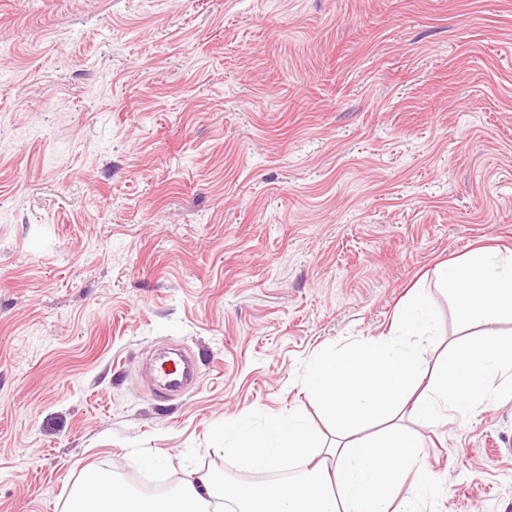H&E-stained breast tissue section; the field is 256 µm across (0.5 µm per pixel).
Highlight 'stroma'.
Returning <instances> with one entry per match:
<instances>
[{
  "label": "stroma",
  "mask_w": 512,
  "mask_h": 512,
  "mask_svg": "<svg viewBox=\"0 0 512 512\" xmlns=\"http://www.w3.org/2000/svg\"><path fill=\"white\" fill-rule=\"evenodd\" d=\"M512 253V0H0V512L87 471L251 468L214 429L296 412L433 270ZM180 344L200 381L155 397ZM512 397L424 432L426 512H512Z\"/></svg>",
  "instance_id": "35a3bbf8"
}]
</instances>
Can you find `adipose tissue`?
Here are the masks:
<instances>
[{"label":"adipose tissue","instance_id":"1","mask_svg":"<svg viewBox=\"0 0 512 512\" xmlns=\"http://www.w3.org/2000/svg\"><path fill=\"white\" fill-rule=\"evenodd\" d=\"M434 275L463 323H479L483 332L428 363L400 342L437 328L428 295L416 288L398 310L396 337L315 355L307 385L336 432L334 445L293 413L260 427L240 421L216 427L253 469L306 462L297 477L233 488L221 472L192 471L177 494L147 498L111 472L93 470L66 512H209L216 498L233 502L236 512H419L420 503L442 491L420 457V428L467 415L512 383V332L495 329L503 315L512 316V256L479 248L439 263Z\"/></svg>","mask_w":512,"mask_h":512}]
</instances>
